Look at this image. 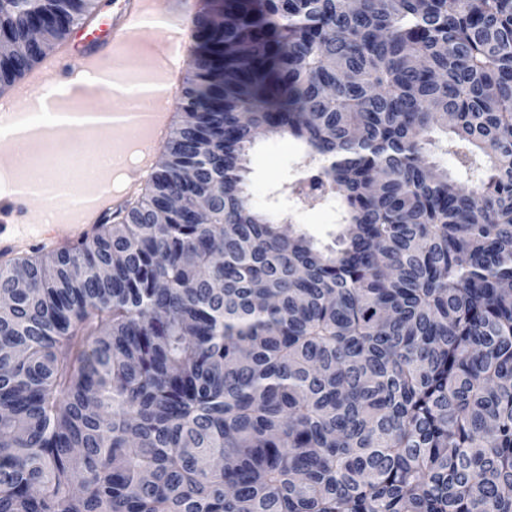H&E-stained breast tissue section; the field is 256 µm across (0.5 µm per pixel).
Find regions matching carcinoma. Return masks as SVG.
<instances>
[{"instance_id": "cac0c4a2", "label": "carcinoma", "mask_w": 512, "mask_h": 512, "mask_svg": "<svg viewBox=\"0 0 512 512\" xmlns=\"http://www.w3.org/2000/svg\"><path fill=\"white\" fill-rule=\"evenodd\" d=\"M99 8L0 4V89ZM192 42L135 204L0 268V512H512V0H207ZM285 134L323 248L249 206Z\"/></svg>"}]
</instances>
